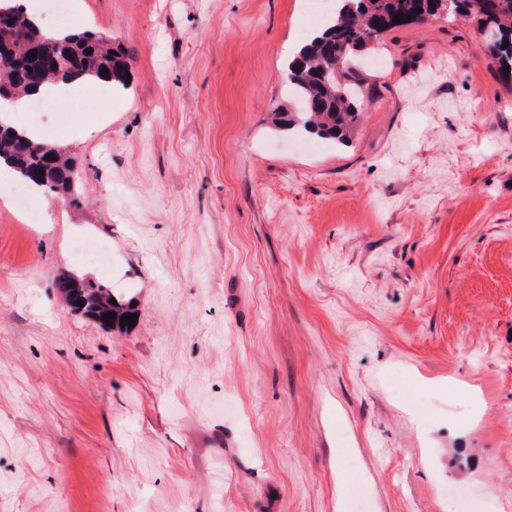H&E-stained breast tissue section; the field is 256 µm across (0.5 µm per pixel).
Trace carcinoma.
I'll use <instances>...</instances> for the list:
<instances>
[{"label": "carcinoma", "mask_w": 512, "mask_h": 512, "mask_svg": "<svg viewBox=\"0 0 512 512\" xmlns=\"http://www.w3.org/2000/svg\"><path fill=\"white\" fill-rule=\"evenodd\" d=\"M439 2L441 0H334V8L288 63V94L296 101L297 109L273 113V125L298 136L310 134L346 143L360 121L366 98L363 53L381 44L383 36L397 28L393 22L395 15L401 13L414 18L418 9L433 14ZM448 2L450 6L441 17L448 20L466 17L476 21L479 30L486 25L496 30V39L481 45V49L496 61L504 79L512 78V0ZM42 33L24 7L14 12L11 28L0 31V113L7 105L56 83L94 79L125 83L128 57L119 49L110 53V40L89 30L59 37L64 42L60 48L55 42L41 40ZM33 42L40 49L39 57L53 56L60 51L67 55V64L46 72L40 81H33L27 76L26 66L19 63L27 46ZM333 57L336 70L323 74ZM103 68L108 69L109 74H102ZM1 160L24 183L56 194L71 190L72 167L57 148L2 123ZM44 172L51 181L49 186L42 181ZM59 283L62 291H75L84 296L89 305L116 314L113 326L118 329L123 316L136 313L131 303L115 300L112 288L103 281L69 273L59 277Z\"/></svg>", "instance_id": "carcinoma-1"}]
</instances>
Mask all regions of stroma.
I'll return each instance as SVG.
<instances>
[{"instance_id":"stroma-1","label":"stroma","mask_w":512,"mask_h":512,"mask_svg":"<svg viewBox=\"0 0 512 512\" xmlns=\"http://www.w3.org/2000/svg\"><path fill=\"white\" fill-rule=\"evenodd\" d=\"M131 81L0 199V512H512V86L471 24L380 46L347 145L277 130L302 0H76ZM115 330L56 276H98ZM76 248L97 262L101 267L108 270L112 264V250L109 243L104 239H94L92 241L79 240L75 243Z\"/></svg>"}]
</instances>
